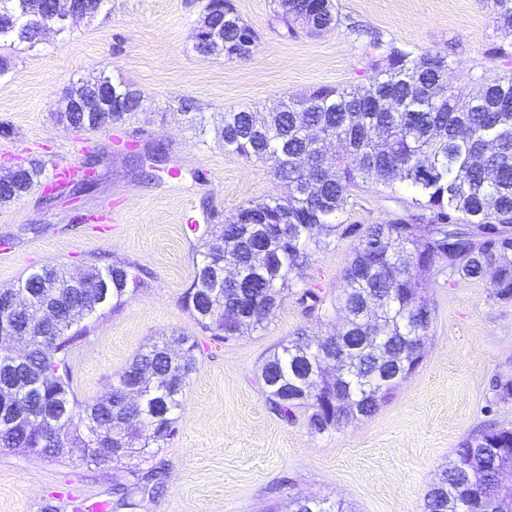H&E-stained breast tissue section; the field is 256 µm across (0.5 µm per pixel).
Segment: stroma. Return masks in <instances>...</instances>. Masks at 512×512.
I'll list each match as a JSON object with an SVG mask.
<instances>
[{
	"mask_svg": "<svg viewBox=\"0 0 512 512\" xmlns=\"http://www.w3.org/2000/svg\"><path fill=\"white\" fill-rule=\"evenodd\" d=\"M256 32L251 58L198 56L197 0H108L35 48L8 49L0 75V176L14 166L95 165L88 191L49 199L41 189L0 206V288L47 263L75 275L88 265L130 267L120 309L89 319L74 375L78 399L105 394L142 350L162 338L199 344L176 433L151 455L123 465H86L24 448L0 451V512H291L296 497L342 512H423L424 496L452 463L454 450L489 425L512 427V403L492 383L512 375V300L489 295L487 281L451 283L435 274V309L421 365L370 416L316 434L308 411L275 414L260 379L264 360L297 332L323 336L333 322L287 296L264 329L228 341L202 330L184 304L215 225L249 200L285 192L271 162L229 154L218 127L230 109L267 112L320 86L368 82L360 29L397 44L448 53L449 81L512 70V30L496 29L493 0H338L343 23L318 36L283 40L272 0H234ZM101 75L144 95L140 112L91 131L60 124L64 90ZM156 154V167L144 157ZM403 186L356 190L340 222L344 235L313 253L295 277L326 299L367 225L410 201ZM95 215L111 224L77 223ZM160 472L161 492L145 491Z\"/></svg>",
	"mask_w": 512,
	"mask_h": 512,
	"instance_id": "1",
	"label": "stroma"
}]
</instances>
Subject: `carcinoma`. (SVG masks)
<instances>
[{"label": "carcinoma", "instance_id": "carcinoma-1", "mask_svg": "<svg viewBox=\"0 0 512 512\" xmlns=\"http://www.w3.org/2000/svg\"><path fill=\"white\" fill-rule=\"evenodd\" d=\"M28 0H0V30L22 14ZM496 25L512 28V0H493ZM223 18L224 58H238L253 29L237 14L233 0L213 5ZM273 19L285 40L318 36L336 28L340 15L334 0H274ZM367 84L321 86L302 97L283 101L263 117L265 131L253 130L257 113L248 108L224 113V150L275 163L274 175L287 188L286 197L250 200L219 225L227 246L224 263L239 267L242 281L221 285L223 303L214 306V284L207 265L214 250L201 252L192 290L185 305L201 329L229 340L241 334L239 323L265 328L283 294L295 287L294 272L327 240L346 233L339 215L354 190L367 184L405 185L410 207L362 232L344 273L342 294L325 311L340 315L338 333L317 351L314 338L299 333L262 363L260 377L269 402L283 417L294 409L310 411L308 423L320 434L331 428L322 392L344 375L343 388L353 418L372 415L378 403L370 391L380 376L377 347L390 351L391 374L403 382L420 361L411 358V337L427 332L430 323L415 320V310L434 313L426 295L438 260L448 261V277L479 280L489 267L491 295L512 300V71L471 78L472 86L448 87L436 98L432 86L449 70L448 54L399 46L375 37L361 53ZM101 79L134 107L140 91L129 84ZM62 97L57 120L79 126L87 113L69 112ZM330 171V177L306 190L304 162ZM42 168L22 171L20 189L40 182ZM264 224L288 225L281 241L260 230ZM425 230V237L418 235ZM128 266H90L75 286L63 268L48 263L0 297L31 293L38 307L22 315L10 332L0 334V449L27 448L43 457L62 449L86 464H122L151 454L175 432L174 414L193 370L197 341L171 336L139 353L101 398L78 400L73 389L84 317L126 302ZM54 311L42 320L41 307ZM57 336L54 344L42 336ZM29 338L23 360L6 362L14 336ZM496 402H512V380L495 379ZM140 394L137 420L129 430L110 436L114 400ZM511 448L512 428L491 426L462 440L455 449L460 467L443 476L447 491L427 493L425 512H492L496 497L508 494L500 483L502 459L488 454L477 461L475 476L493 490L481 502L464 506L469 486L465 465L483 448ZM292 512H329L304 497L292 501Z\"/></svg>", "mask_w": 512, "mask_h": 512}]
</instances>
